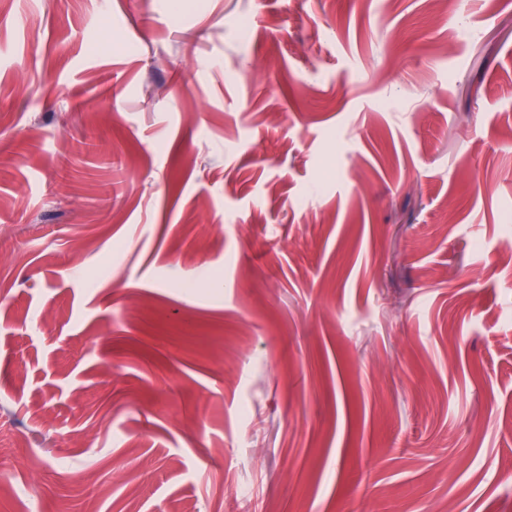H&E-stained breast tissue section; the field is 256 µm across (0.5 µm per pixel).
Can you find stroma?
Segmentation results:
<instances>
[{
    "label": "stroma",
    "instance_id": "obj_1",
    "mask_svg": "<svg viewBox=\"0 0 512 512\" xmlns=\"http://www.w3.org/2000/svg\"><path fill=\"white\" fill-rule=\"evenodd\" d=\"M1 457L0 512H512V0H0Z\"/></svg>",
    "mask_w": 512,
    "mask_h": 512
}]
</instances>
